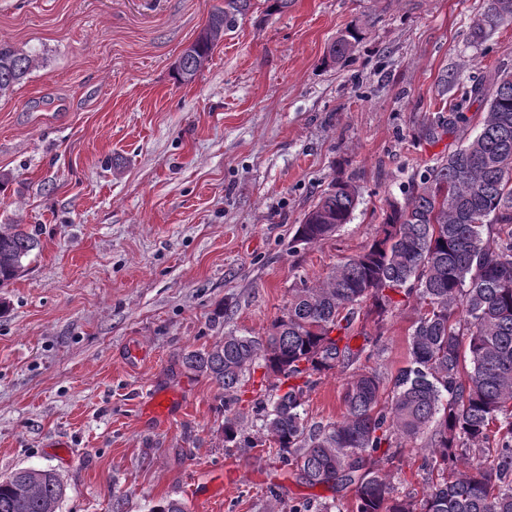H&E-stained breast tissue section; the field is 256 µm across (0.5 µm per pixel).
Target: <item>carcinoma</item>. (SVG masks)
I'll list each match as a JSON object with an SVG mask.
<instances>
[{"label": "carcinoma", "mask_w": 512, "mask_h": 512, "mask_svg": "<svg viewBox=\"0 0 512 512\" xmlns=\"http://www.w3.org/2000/svg\"><path fill=\"white\" fill-rule=\"evenodd\" d=\"M175 68L190 83L210 61L224 32L250 11L251 0H223ZM512 19V0H489L475 21L478 41ZM362 31L349 27L331 45L328 60L353 56ZM35 55L0 46V97L27 78ZM464 99L485 100L480 131L442 157L408 188L404 202L390 201L380 232L364 251L340 262L321 284L300 288L267 338L224 333L209 349L184 354L183 366L224 394V404L247 373L261 365L277 382L256 400L262 428L283 462L309 486L355 491L336 512H512V74L475 83ZM460 109L448 123L431 120L435 138L445 125L465 124ZM358 191L338 177L318 196L296 230L312 244L350 222ZM495 234L494 244L483 237ZM37 231L0 225V288L25 270L40 250ZM412 296L420 309L412 321L408 356L381 400L383 380L369 362L384 350L382 326L396 306L392 294ZM376 315L375 337L351 344L360 312ZM350 370L336 422L308 423L304 409L313 376ZM243 418H224V442L254 447L243 437ZM427 435L418 471L441 481L416 501L395 493L374 470L384 456L417 457L408 443ZM460 461L468 470L451 477ZM66 489L51 469L21 468L0 480V512H58ZM148 512H186L176 499H160Z\"/></svg>", "instance_id": "obj_1"}]
</instances>
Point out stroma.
<instances>
[{
	"mask_svg": "<svg viewBox=\"0 0 512 512\" xmlns=\"http://www.w3.org/2000/svg\"><path fill=\"white\" fill-rule=\"evenodd\" d=\"M221 0H0V46L39 65L0 98V224L37 229L41 248L0 289V478L54 470L58 512H288L308 487L276 447L224 445V417L261 434L262 371L238 401L182 356L227 331L268 336L296 289L323 281L375 236L461 135L428 140L463 87L512 71V22L479 41L486 0H264L226 32L188 84L173 70ZM362 29L354 55L330 45ZM359 202L349 224L307 246L297 224L337 172ZM418 304L385 321L377 366L407 358ZM345 372L319 375L309 423L342 412ZM173 402L156 419L147 404ZM362 40V31L357 26L349 27L344 33H341L336 41L331 45L328 60L332 63L345 61L353 56L360 41Z\"/></svg>",
	"mask_w": 512,
	"mask_h": 512,
	"instance_id": "1",
	"label": "stroma"
}]
</instances>
